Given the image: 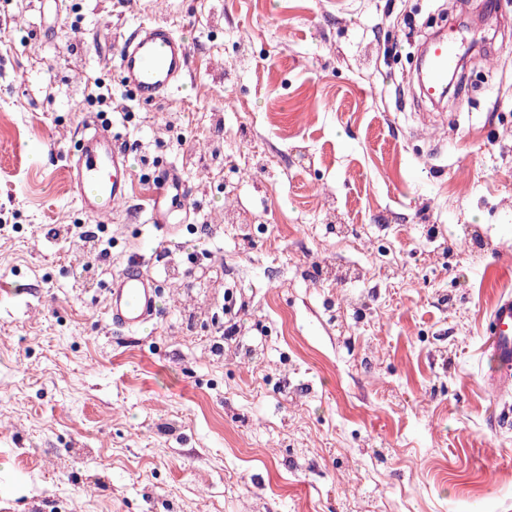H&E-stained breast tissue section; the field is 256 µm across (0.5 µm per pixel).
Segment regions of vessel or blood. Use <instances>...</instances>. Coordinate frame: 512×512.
<instances>
[{"instance_id": "1", "label": "vessel or blood", "mask_w": 512, "mask_h": 512, "mask_svg": "<svg viewBox=\"0 0 512 512\" xmlns=\"http://www.w3.org/2000/svg\"><path fill=\"white\" fill-rule=\"evenodd\" d=\"M189 46L168 25L142 22L121 39L116 63L121 81L133 99L150 104L186 83ZM460 65L458 45L452 36L441 34L425 50L423 69L418 76L424 98L443 99L448 77ZM67 173L82 210L99 216L115 205L129 201L132 169L129 152L111 130L86 127L78 145L67 157ZM178 180L170 173L148 197L150 220L155 224H182L188 218L187 202H174L172 188ZM161 290L156 280L138 262H130L107 289L105 314L112 324L130 332L139 331L156 315ZM487 348L496 372L484 380L495 396L512 390V296L499 297L491 308Z\"/></svg>"}]
</instances>
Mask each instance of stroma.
Wrapping results in <instances>:
<instances>
[{
  "instance_id": "1",
  "label": "stroma",
  "mask_w": 512,
  "mask_h": 512,
  "mask_svg": "<svg viewBox=\"0 0 512 512\" xmlns=\"http://www.w3.org/2000/svg\"><path fill=\"white\" fill-rule=\"evenodd\" d=\"M441 15L494 39L435 106ZM145 20L190 49L149 105L115 66ZM87 122L132 162L103 217L66 171ZM136 256L162 297L131 334L103 299ZM503 292L512 0H0V512H512ZM176 171L170 173L164 183L156 185L148 197V209L150 220L153 224H167L164 226L175 228L176 225L185 224L190 211L189 204L181 199L180 203H174L171 195L172 188L178 184ZM487 350L497 371L483 379L484 387L496 397L512 387V296L499 297L491 308Z\"/></svg>"
}]
</instances>
